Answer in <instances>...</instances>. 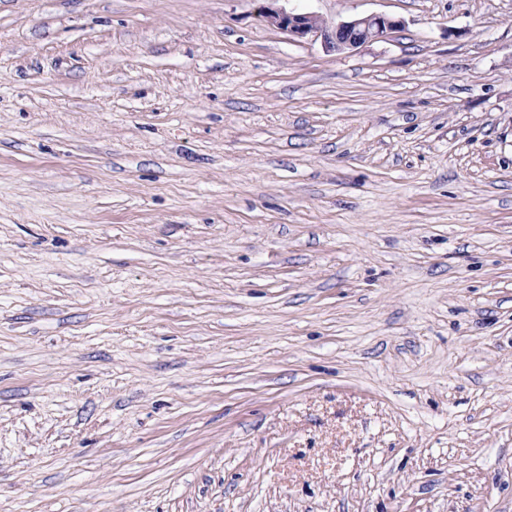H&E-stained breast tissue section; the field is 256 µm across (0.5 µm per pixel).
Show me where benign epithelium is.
<instances>
[{"instance_id": "benign-epithelium-1", "label": "benign epithelium", "mask_w": 512, "mask_h": 512, "mask_svg": "<svg viewBox=\"0 0 512 512\" xmlns=\"http://www.w3.org/2000/svg\"><path fill=\"white\" fill-rule=\"evenodd\" d=\"M261 9V17L270 25L296 37L316 36L321 38L329 52H353L367 43L387 36L399 28L398 19L370 14L351 20L326 24L315 15L293 13L276 5L278 0H267Z\"/></svg>"}]
</instances>
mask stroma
I'll list each match as a JSON object with an SVG mask.
<instances>
[{
	"label": "stroma",
	"mask_w": 512,
	"mask_h": 512,
	"mask_svg": "<svg viewBox=\"0 0 512 512\" xmlns=\"http://www.w3.org/2000/svg\"><path fill=\"white\" fill-rule=\"evenodd\" d=\"M284 6L0 0V512H512V0ZM269 2L261 9V17L270 25L296 37H320L329 52H353L367 43L384 38L402 25L398 19L370 14L351 20L326 24L315 15L293 13L275 3L285 0H262Z\"/></svg>",
	"instance_id": "1"
}]
</instances>
